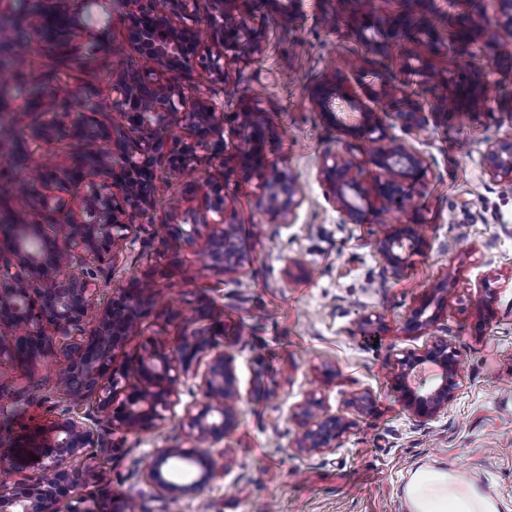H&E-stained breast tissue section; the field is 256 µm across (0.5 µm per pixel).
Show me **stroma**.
Segmentation results:
<instances>
[{
  "label": "stroma",
  "instance_id": "1",
  "mask_svg": "<svg viewBox=\"0 0 512 512\" xmlns=\"http://www.w3.org/2000/svg\"><path fill=\"white\" fill-rule=\"evenodd\" d=\"M123 14L115 0L106 51L87 47L83 59L67 62L70 88L105 87L110 61L135 66ZM400 17L414 42L384 43ZM257 18L261 52L228 62L209 96L228 112L260 110L262 154L303 193L295 219H272L256 181L230 176L226 193L245 259L239 272L224 274L201 246L170 236L163 209L136 215L101 295L147 279L156 296L116 364L133 365L148 340L174 350L192 329L224 324L218 341L241 401L236 430L211 450L224 467L201 498L213 512H258L266 503L274 512H406L402 487L423 462L512 501V189L491 182L482 166L488 142L512 134V35L497 31L489 0H271ZM334 76L377 113L395 103L424 108L416 145L427 173L412 212H372L345 224L328 200L317 178L323 153L361 162L364 178L374 172L369 139L329 123L311 102L312 89ZM463 83L483 95L485 108L437 111ZM406 222L424 225L427 245L395 276L374 242L384 225ZM450 269L456 279L437 322L404 333L412 310ZM365 316L373 321L367 330ZM438 337L459 352L462 386L440 417L421 423L394 396L396 360ZM56 370L53 359L29 371L0 367V389L14 409L10 435L49 425L66 408ZM198 383L186 379L161 427L110 435L83 489L96 507L119 512L132 498L142 512H167L142 473L157 448L182 442L180 420L202 399ZM313 392L357 425L340 448L300 454L294 411ZM358 393L372 398L361 415L349 404Z\"/></svg>",
  "mask_w": 512,
  "mask_h": 512
}]
</instances>
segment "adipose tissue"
Masks as SVG:
<instances>
[{"label":"adipose tissue","instance_id":"1","mask_svg":"<svg viewBox=\"0 0 512 512\" xmlns=\"http://www.w3.org/2000/svg\"><path fill=\"white\" fill-rule=\"evenodd\" d=\"M403 502L406 512H501L502 507L497 496L430 463L410 472Z\"/></svg>","mask_w":512,"mask_h":512}]
</instances>
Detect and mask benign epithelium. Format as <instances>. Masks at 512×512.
I'll return each mask as SVG.
<instances>
[{
    "instance_id": "obj_1",
    "label": "benign epithelium",
    "mask_w": 512,
    "mask_h": 512,
    "mask_svg": "<svg viewBox=\"0 0 512 512\" xmlns=\"http://www.w3.org/2000/svg\"><path fill=\"white\" fill-rule=\"evenodd\" d=\"M13 9L0 20V74L8 71L12 54L31 53L32 37L46 44L58 30L71 40L61 45L66 58H79L82 44L102 51L109 28L94 29L83 19L84 10L100 0H58L52 11L34 10L29 0H11ZM237 0H210V12L200 18L197 0H125L127 46L141 62L131 75L110 80L107 92L112 109L126 128L134 130L132 142L114 140L109 127L97 120L96 87L70 93L68 105L58 104L60 87L36 85L25 102L40 119L29 127L36 145L78 138L94 157H71L67 177L60 180L41 162L31 163L17 152L15 142L0 140L9 149L7 180L18 185L31 208L46 212L44 224L21 219L0 226L8 252L0 251V364L29 367L58 354L55 336L86 325L88 335L69 344L60 365L66 380L58 384L69 404L58 419L14 441V450L0 458V512H97L84 506L80 488L91 465V449L105 447L102 425L111 431L138 432L164 424L176 403L179 385L192 364L208 356L200 379L205 402L189 410L182 425L191 447L161 448L144 479L171 504L199 496L223 475L212 456L199 450L226 439L238 424L241 394L230 360L215 337L195 328L175 351L152 342L134 360V379L115 365V350L136 334L145 306L155 295L149 281L135 280L117 296L98 307L99 281L112 269L117 246L127 240L132 218L156 205L158 173L185 177L181 188L167 199L166 222L173 235L192 245L204 237L212 265L226 273L242 267L243 251L224 192L226 176L195 175L197 150L213 148L224 166V109L206 96L201 86L185 88L162 80L173 68L197 67L220 78L224 57L248 59L261 50L262 32L244 15ZM499 23L512 35V0H492ZM314 107L339 128L355 130L374 143L370 164L375 174L364 184L362 169L350 159L324 155L317 176L336 204L344 224H357L366 211L380 205L413 209L416 186L427 172L426 160L409 137L425 124L421 109H400L380 118L367 108L349 85L328 80L312 94ZM237 127L257 139L260 114L245 110L236 116ZM188 132L184 136L175 127ZM406 134L397 138L390 129ZM485 173L494 183L512 187V135L487 144ZM240 174L261 180L266 208L284 224L292 222L301 202L299 184L265 163L257 152L242 156ZM67 195L78 208L61 204ZM427 245L419 224H393L376 240L377 253L387 269L397 275L408 259ZM92 260H87L86 256ZM425 315L428 305L415 309L404 331L421 332L439 318ZM459 353L439 337L419 353L398 359L394 391L406 411L417 421L435 420L458 395ZM94 398L90 411L84 408ZM294 418L300 426L296 450L300 453L333 451L340 447L356 421L333 412L315 396L305 399ZM38 460H31V456ZM28 471L22 481L9 476Z\"/></svg>"
}]
</instances>
